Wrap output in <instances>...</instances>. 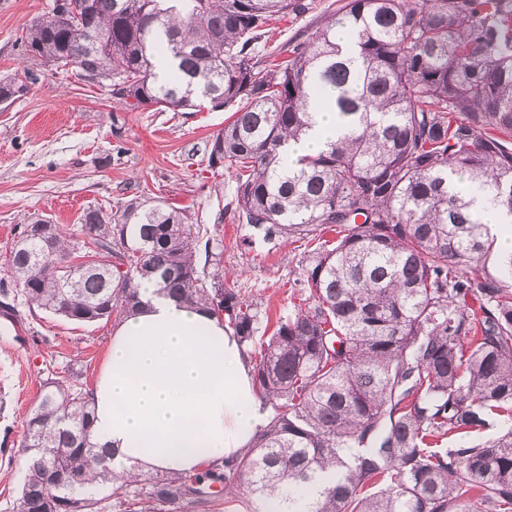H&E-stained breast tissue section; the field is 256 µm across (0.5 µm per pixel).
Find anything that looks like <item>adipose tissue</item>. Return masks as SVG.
<instances>
[{"mask_svg": "<svg viewBox=\"0 0 512 512\" xmlns=\"http://www.w3.org/2000/svg\"><path fill=\"white\" fill-rule=\"evenodd\" d=\"M471 208L512 251V211L489 195ZM141 305L112 334L91 390L93 441L120 474L187 475L243 453L266 424L242 344L206 307L143 280Z\"/></svg>", "mask_w": 512, "mask_h": 512, "instance_id": "adipose-tissue-1", "label": "adipose tissue"}]
</instances>
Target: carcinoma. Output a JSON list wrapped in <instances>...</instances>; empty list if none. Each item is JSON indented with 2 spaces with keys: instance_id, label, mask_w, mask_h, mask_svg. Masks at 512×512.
<instances>
[{
  "instance_id": "carcinoma-1",
  "label": "carcinoma",
  "mask_w": 512,
  "mask_h": 512,
  "mask_svg": "<svg viewBox=\"0 0 512 512\" xmlns=\"http://www.w3.org/2000/svg\"><path fill=\"white\" fill-rule=\"evenodd\" d=\"M58 2L26 27V61L96 75L131 111L235 108L209 162L236 172L240 218L266 240L336 233L305 265L312 304L261 340L266 428L208 475L246 483L252 512L273 496L280 512H512V426L431 448L490 413L512 417V254L485 272L495 239L453 184L512 212V0H345L280 63L260 43L271 17L306 11L302 0H80L76 17ZM33 74L1 81L0 96ZM315 100L346 133L290 165L283 148L309 132ZM80 221V240L38 218L20 235L46 224L48 238L14 241L7 273L29 312L124 318L155 278L254 342L253 304L197 268L188 210L140 198ZM92 422L89 389L43 382L14 512H65L69 497L85 512L207 503L196 475L114 473ZM352 448L363 452L350 460Z\"/></svg>"
}]
</instances>
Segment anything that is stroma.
Segmentation results:
<instances>
[{
	"label": "stroma",
	"instance_id": "1",
	"mask_svg": "<svg viewBox=\"0 0 512 512\" xmlns=\"http://www.w3.org/2000/svg\"><path fill=\"white\" fill-rule=\"evenodd\" d=\"M300 15L272 19L265 50L278 52L325 24L343 0H306ZM51 0H0V80L21 67L19 36ZM210 104L172 111L124 109L108 92L74 73L42 69L29 91L0 105V278L24 222L44 216L79 234L89 207H116L138 196L162 197L188 209L201 228L199 269L224 268V286L252 302L260 331H272L303 297L298 284L314 240L262 241L243 224L236 176L208 165L213 135L231 119ZM111 154L102 168L98 159ZM118 318L78 324L48 312L18 317L0 310V512H13L26 476L25 421L49 378L94 385Z\"/></svg>",
	"mask_w": 512,
	"mask_h": 512
}]
</instances>
